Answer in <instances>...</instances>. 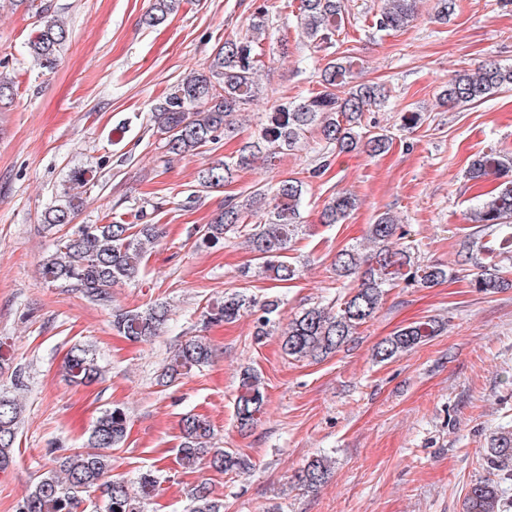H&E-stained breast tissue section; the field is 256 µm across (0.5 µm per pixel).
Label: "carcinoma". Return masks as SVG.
<instances>
[{"instance_id": "carcinoma-1", "label": "carcinoma", "mask_w": 512, "mask_h": 512, "mask_svg": "<svg viewBox=\"0 0 512 512\" xmlns=\"http://www.w3.org/2000/svg\"><path fill=\"white\" fill-rule=\"evenodd\" d=\"M416 0H385V7L373 21L379 30H397L407 25L414 14ZM182 0H153L147 22L159 25L177 12ZM42 8L35 35L27 43V54L40 69L56 68L67 40L64 26L45 19ZM302 33L316 44L329 50L336 47L341 32V0H301ZM272 24L270 7L256 9L249 19L247 32L239 38L224 40L208 61L206 69L176 85L164 100L151 108V119L157 132L164 136L167 153L181 158L197 155L207 145L218 144L234 132V117L248 109L260 95L262 87L256 80L261 67L262 47ZM354 61L348 56H333L321 70L319 88L305 100L294 104H277L261 129L259 141L248 142L238 155L202 169L198 182L203 187H220L234 180L237 172L250 167L256 160L261 144H266L268 157L295 150L306 133L315 132L328 148L351 152L358 148L376 155L384 152L388 137L376 134L362 140L361 120L367 107L380 104L385 94L376 86L351 84ZM512 86V66L489 62L477 72L462 71L448 82L443 101L450 105L479 102L496 90ZM512 170V158L496 151L476 156L468 169L469 178L481 180L490 174L500 175ZM93 181L92 171L77 167L68 175L69 187L43 215L42 222L50 227L72 223L82 206V198L71 193ZM306 183L287 177L270 187H257L242 199L233 197L198 231L200 243L214 247L224 242L225 235L247 219L263 213V221L251 226L247 243L260 261L259 269L274 279L288 282L295 279L298 269L287 260V252L298 229L300 206ZM356 206V198L342 194L332 198L322 212V223L339 224ZM473 233L465 260L477 261L485 251L482 238L493 234L504 246L512 243V235H501L503 228L512 226V182L495 196L478 203ZM398 224L387 213L369 225L367 240L373 244L368 253L352 246L336 254V272L340 277H352L357 286L335 313L321 306L306 308L288 321L282 334V349L293 358H320L338 351L379 308L385 289L399 281H415L424 287L448 277V270L438 265L425 267L411 264L406 247H394ZM158 236L155 224H131L120 216L110 224H80L70 234L57 239L54 251L43 261V274L51 282H59L81 291L84 297L99 304L112 303V288L135 280L141 271L145 245ZM255 301L243 294L224 297V302L212 307L206 316L209 323L232 321L247 315ZM280 303L264 302L262 315L257 318L254 336L261 339L276 327ZM168 320L167 306L158 303L145 310L117 309L112 312L113 328L133 342H148L157 336ZM432 320L419 321L385 339L375 350L380 361H389L414 349L435 335ZM212 349L202 336H190L171 352L161 374L163 383H172L193 368L209 363ZM67 380L77 386H89L102 379L104 366L95 350L73 345L64 363ZM266 392L261 377L253 370L241 376L235 401L238 424L251 426L266 406ZM22 403L14 395L0 392V470L12 460V451L21 423ZM127 416L123 408L105 410L91 430L84 449H76L60 458L57 465L39 476L18 504L17 512H76L91 494L100 492L106 499L107 512H143V506L158 495L161 486L159 470L146 469L136 483L112 475L111 455L127 435ZM213 428L210 421L197 414L181 419V443L177 449L179 465L195 469L201 464L220 473H246L250 459L237 452L209 447ZM490 477L472 483L465 498V512H507L512 499L506 495L503 483L512 481V427H503L490 439L486 454ZM331 470L326 456L310 460L295 475L300 487L314 488L323 484ZM186 512H224V502L214 496L206 482L196 484L189 493Z\"/></svg>"}]
</instances>
